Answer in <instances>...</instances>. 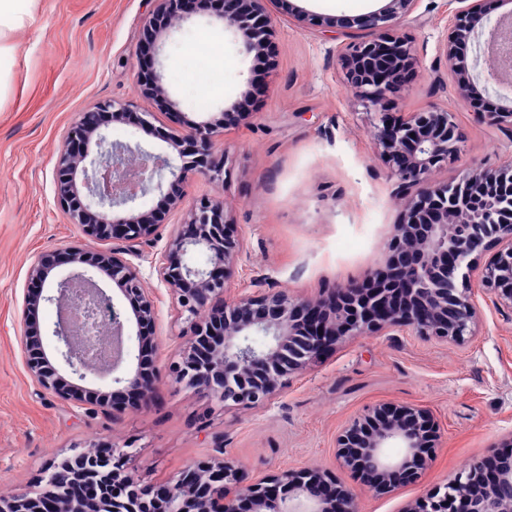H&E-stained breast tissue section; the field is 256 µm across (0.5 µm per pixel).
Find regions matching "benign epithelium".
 <instances>
[{
  "label": "benign epithelium",
  "instance_id": "7a95c632",
  "mask_svg": "<svg viewBox=\"0 0 512 512\" xmlns=\"http://www.w3.org/2000/svg\"><path fill=\"white\" fill-rule=\"evenodd\" d=\"M175 0H150L141 42L154 49L169 32L163 24ZM231 6L217 15L223 28L242 34L248 53L268 51L276 36L277 18L286 14L302 27L311 25L304 11L290 0H228ZM417 0H388L381 9L357 19L365 40L338 54L348 82L374 118L378 158L398 183L405 204L395 225L388 259L396 261L400 290L377 288L367 294L353 284H338L314 298H294L257 278L251 289L229 293V283L240 277L243 241L235 234L224 210L202 197L186 210L184 224L170 235L160 255L151 259L170 291L183 319L184 339L180 360L174 365L177 382L207 393L231 409L259 406L271 401L303 367L319 358L343 336H369L406 330L416 336L459 343L476 335L474 298L481 294L499 311L512 313V158L495 168L475 170L457 182L436 183L430 175L451 163L465 141L453 113L434 105L402 118L393 115L401 100L402 85L394 84L375 65L380 47L392 45L389 61L395 66L415 57L414 45L394 31V20L413 11ZM458 7H453V4ZM448 27L440 51L458 90L468 96L489 90L512 93V41L502 31L512 27L507 15L491 23L482 0H448ZM477 41L484 58L482 81L461 75L456 61ZM138 95L166 112L177 109L168 97L163 77L138 84ZM135 108L132 100L97 102L75 115L67 132L65 150L56 163L54 197L69 223L88 242L87 247H65L41 254L31 263L21 306V349L38 385L56 399L77 407L100 408L117 416L123 406L117 392L82 385L90 374L117 371L129 351L125 330L135 320L138 353L155 340L158 298L145 287L139 270L127 259L137 246L153 238L164 219L139 202L151 193L170 199L169 209L183 204L173 194L190 175L202 173L224 180V165L213 158L224 118L210 115L194 121L167 142L172 148L192 141L200 154L187 161L155 153L137 143H114L94 123L98 114L112 120ZM479 120L512 127V97L497 112H478ZM117 238L112 248L101 242ZM208 255L205 267L194 266L189 256ZM75 266L66 277L56 278L58 260ZM112 279L129 302L131 312L117 306L88 269ZM99 300L112 310V358L98 365L91 355L96 322L89 316L77 332L64 316L55 322L56 358L31 343V311L47 301L60 311ZM264 342L256 344L255 337ZM436 430L433 416L417 405L382 404L353 423L337 438L338 455L350 464L349 448L359 443L361 462L356 468L379 480L396 471L418 474L420 426ZM103 460L89 452L75 456L88 462L80 476L116 478L127 473V453L110 441ZM68 463H50L45 481L54 487L48 502L26 489L0 498V512H151L149 502L160 499L157 512H357L355 494L339 486L334 477L319 470H281L240 488L237 468L227 461L199 462L159 489L133 484L129 495L112 488V498H77L68 479ZM472 473L461 474L442 488L426 493L408 512H448V505L463 493ZM466 512H512V462L497 465L487 492L469 501Z\"/></svg>",
  "mask_w": 512,
  "mask_h": 512
}]
</instances>
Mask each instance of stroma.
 <instances>
[{
  "label": "stroma",
  "instance_id": "35a3bbf8",
  "mask_svg": "<svg viewBox=\"0 0 512 512\" xmlns=\"http://www.w3.org/2000/svg\"><path fill=\"white\" fill-rule=\"evenodd\" d=\"M319 19L306 29L281 20L266 65L245 53L241 36L224 31L212 8L178 22L163 50V83L178 104L139 124L148 102L138 77L153 71L150 54L131 60L148 0H38L14 36L11 90L0 103V494L43 490L42 472L109 439L132 455L129 472L143 487L170 481L200 460L225 458L252 484L277 470L319 469L354 491L359 512H407L427 491L490 456L512 434V317L480 301L477 334L461 344L401 331L339 339L272 401L224 410L176 383L172 364L183 341L176 306L151 262L182 213L173 212L131 262L159 298L153 353L155 394L149 406L119 416L85 410L45 393L19 346L27 272L52 247L82 239L54 203L57 158L76 113L99 100H137L138 110L110 123L112 141L169 152L166 134L183 121L226 113L214 155L223 181L193 175L186 199L220 202L244 239L242 263L290 295L310 297L339 283L362 282L384 264L401 211L396 182L378 159L365 111L337 61L338 47L361 33L344 22L378 10L384 0H292ZM446 0H418L396 21L416 48L399 109L432 104L454 112L463 150L438 170L452 181L512 158V129L479 122L439 53ZM334 26L335 39L324 34ZM220 45L224 63L201 74L190 53L198 34ZM415 404L438 425L432 456L417 481L379 491L336 456V437L374 405Z\"/></svg>",
  "mask_w": 512,
  "mask_h": 512
}]
</instances>
